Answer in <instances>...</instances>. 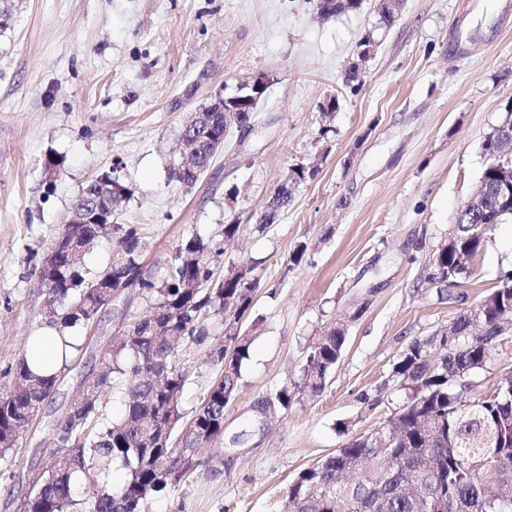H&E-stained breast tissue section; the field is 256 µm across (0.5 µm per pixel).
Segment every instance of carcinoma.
<instances>
[{
    "label": "carcinoma",
    "instance_id": "carcinoma-1",
    "mask_svg": "<svg viewBox=\"0 0 512 512\" xmlns=\"http://www.w3.org/2000/svg\"><path fill=\"white\" fill-rule=\"evenodd\" d=\"M198 169L173 181L193 187L209 171L210 143L197 142ZM316 170L295 167L275 210L254 230L265 231L288 207L293 189ZM116 185L112 213L129 198L118 166L82 188L73 207L88 205L100 182ZM482 204L461 221L455 235L441 242L424 265L421 283L441 292L458 287L473 273L472 260L488 232L512 218V189L499 186L483 169ZM246 231L232 220L213 234L197 233L178 245L164 276L143 268L142 236L132 224H73L72 235L99 240L113 237L119 249L103 268L89 273L85 253L61 254L41 282L53 307L46 325L64 333L90 327L116 294L137 285L150 302V314L124 326L118 343L99 348L102 370L74 407L52 421L53 448L44 477L30 484L18 512H148L149 501L186 478L197 464L202 441L224 433V411L240 390L243 362L252 338L241 320L260 288L255 265H223L225 242ZM222 321L223 335L210 350L221 374L200 402L182 405L189 381L174 346L177 340L200 343L209 337L208 317ZM512 273L474 308L459 310L449 323L411 341L393 363L391 379L406 401L387 418L397 429L394 444L351 439L339 451L301 470L288 486L290 512H512V376L501 377L487 395L479 380L497 351L512 345ZM347 329L324 327L306 347L300 391L316 396L338 362ZM72 349L53 375L33 373L20 357L13 390L0 395V466L10 468L15 445L31 425L35 409L51 398L69 362L84 357L87 343L63 338ZM118 391L122 417L111 420L101 397ZM126 471L115 491L112 468Z\"/></svg>",
    "mask_w": 512,
    "mask_h": 512
}]
</instances>
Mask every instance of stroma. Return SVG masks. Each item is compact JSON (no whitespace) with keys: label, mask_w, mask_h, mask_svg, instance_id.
Listing matches in <instances>:
<instances>
[{"label":"stroma","mask_w":512,"mask_h":512,"mask_svg":"<svg viewBox=\"0 0 512 512\" xmlns=\"http://www.w3.org/2000/svg\"><path fill=\"white\" fill-rule=\"evenodd\" d=\"M11 2V24L0 31V393L11 389L26 338L45 325L42 258L75 195L102 172L118 166L131 190L119 221L140 228L143 264L160 277L182 238L232 218L258 223L289 168L317 167L266 232L227 249L235 263L255 264L261 280L241 388L223 436L150 504V512H286L299 471L402 404L405 392L390 379L398 354L457 311L419 280L476 191L482 143L512 104V0H403L388 26L378 0L331 18L320 17L317 0ZM369 33L378 47L353 88L345 73ZM260 72L274 82L255 131L230 140L194 187L172 182L187 115ZM331 97L336 110L323 115ZM51 155L63 161L52 188ZM302 241L308 251L296 264ZM474 268L452 290L470 304L512 270L511 219L494 226ZM148 310L126 289L91 331L75 328L90 333L89 353L71 364L12 469L0 472V512H17L53 447L51 423L100 341ZM334 320L347 340L321 394L294 397L268 425L252 426L256 400L299 381L309 338ZM210 348H182L187 404L219 373ZM245 428V443L232 445Z\"/></svg>","instance_id":"obj_1"}]
</instances>
